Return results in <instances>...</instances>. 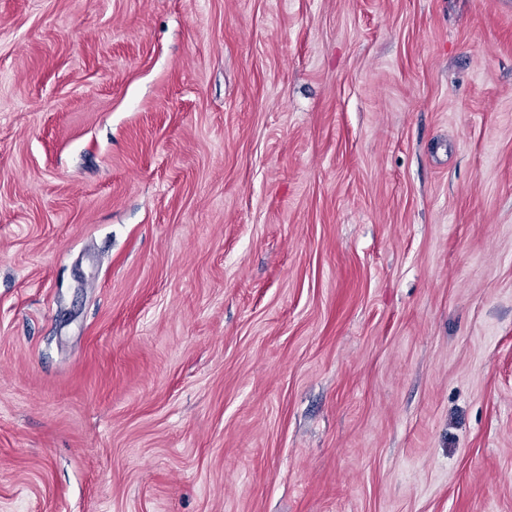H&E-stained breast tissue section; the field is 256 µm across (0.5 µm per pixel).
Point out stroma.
<instances>
[{"instance_id": "obj_1", "label": "stroma", "mask_w": 512, "mask_h": 512, "mask_svg": "<svg viewBox=\"0 0 512 512\" xmlns=\"http://www.w3.org/2000/svg\"><path fill=\"white\" fill-rule=\"evenodd\" d=\"M0 512H512V0H0Z\"/></svg>"}]
</instances>
